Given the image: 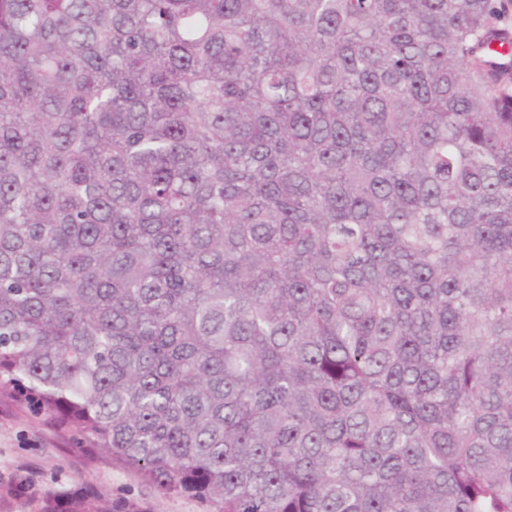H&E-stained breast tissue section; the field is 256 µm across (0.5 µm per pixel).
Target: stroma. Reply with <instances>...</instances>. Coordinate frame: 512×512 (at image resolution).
I'll list each match as a JSON object with an SVG mask.
<instances>
[{"label": "stroma", "mask_w": 512, "mask_h": 512, "mask_svg": "<svg viewBox=\"0 0 512 512\" xmlns=\"http://www.w3.org/2000/svg\"><path fill=\"white\" fill-rule=\"evenodd\" d=\"M97 492L103 501L124 498L144 512H207L198 499L156 492L110 455L68 448L39 419L0 401V512H28L54 495Z\"/></svg>", "instance_id": "obj_1"}]
</instances>
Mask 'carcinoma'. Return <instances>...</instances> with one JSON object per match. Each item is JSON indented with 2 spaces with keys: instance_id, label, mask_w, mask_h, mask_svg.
Instances as JSON below:
<instances>
[{
  "instance_id": "1",
  "label": "carcinoma",
  "mask_w": 512,
  "mask_h": 512,
  "mask_svg": "<svg viewBox=\"0 0 512 512\" xmlns=\"http://www.w3.org/2000/svg\"><path fill=\"white\" fill-rule=\"evenodd\" d=\"M511 14L0 0V399L215 512H512Z\"/></svg>"
}]
</instances>
